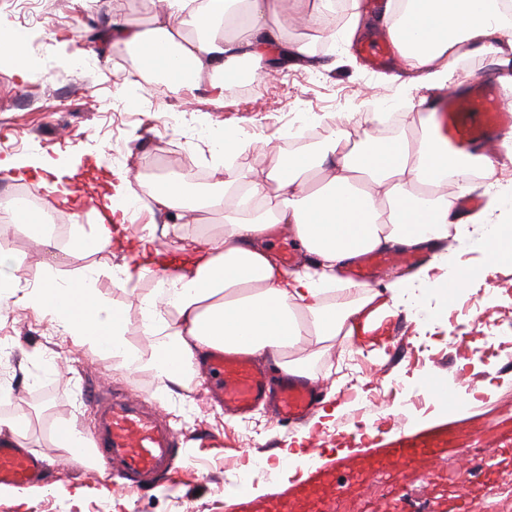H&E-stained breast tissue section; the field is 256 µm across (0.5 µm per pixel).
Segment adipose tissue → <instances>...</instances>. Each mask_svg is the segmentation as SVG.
<instances>
[{"instance_id":"adipose-tissue-1","label":"adipose tissue","mask_w":512,"mask_h":512,"mask_svg":"<svg viewBox=\"0 0 512 512\" xmlns=\"http://www.w3.org/2000/svg\"><path fill=\"white\" fill-rule=\"evenodd\" d=\"M166 8L151 27L136 24L114 6L104 8L106 32L146 73L181 89L208 82L211 101L223 106L224 92L241 67L268 77L272 53L301 59L307 44L292 40L296 23L316 25L333 0H201L191 15L199 28L189 36L179 19L186 0H164ZM399 18L388 32L407 67L418 71L429 90L449 86V61L478 53L496 56L500 83L512 90V15L504 0H403ZM397 135L375 134L351 142L343 129L320 144L282 156L269 171L243 180L214 179L224 191L217 197H192L177 176L155 184L151 199L159 211L184 221L216 203L224 208L222 235L190 239V261L164 259L158 227L145 225L140 237L143 263H122L105 273L114 288L134 292L146 273H156V288L139 295L141 350L129 339L124 309L97 287L100 273L86 269L62 275L45 267L33 286H22L20 265L0 250V301L17 303L50 316L73 343L115 359L118 367L158 369L168 393L185 388L194 366L213 351L245 352L271 358L284 372L309 374L313 356L335 350L338 337L370 331L400 308H419L424 295L452 300L467 288L474 273L440 251L450 231L477 224L474 239L495 264L512 263V182L494 176L512 162V136L501 152L476 154L452 149L433 112H410ZM490 177L491 211L467 214L457 206L474 173ZM253 193L272 187L276 203L252 216L240 213L238 187ZM291 227L316 267L296 271L280 264L265 240L277 226ZM434 249L428 269L387 283L360 297L332 296L337 274L358 257L375 250Z\"/></svg>"}]
</instances>
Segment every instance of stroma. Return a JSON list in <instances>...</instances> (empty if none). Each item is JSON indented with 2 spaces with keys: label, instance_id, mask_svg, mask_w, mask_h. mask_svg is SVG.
Wrapping results in <instances>:
<instances>
[{
  "label": "stroma",
  "instance_id": "stroma-1",
  "mask_svg": "<svg viewBox=\"0 0 512 512\" xmlns=\"http://www.w3.org/2000/svg\"><path fill=\"white\" fill-rule=\"evenodd\" d=\"M75 6L76 0H50L55 31L49 34L39 26L28 30L26 53L33 65L29 78L22 81L12 73L0 82V141L23 139L28 154L61 162L75 170L80 181L94 179L85 167L92 155L100 156L102 173L131 168L153 180L181 173L187 163L207 170L221 162L228 174L269 168L284 153L300 149L294 121L326 136L332 130L331 115L343 113L348 117L345 128L357 141L375 133L382 118L418 111L420 98L427 94L414 86L413 73H373L363 66L358 46L383 33V25L370 26L348 40L337 24L321 32L292 28L291 39L314 46L313 58L289 62L272 79L255 77L250 92L228 91L223 106L213 105L203 90L189 105L175 87L161 99L154 78L144 72L116 82L122 66L115 50L88 39L101 11L79 15ZM80 51L93 56L95 64L75 83L70 62ZM106 97L115 100L109 112L97 107ZM169 112L182 114L179 130L170 132L161 125ZM229 127L240 131L247 147L227 163L218 144ZM147 223L167 226L165 248L175 253L185 237L222 234L224 210L214 207L194 224L171 223L167 214L151 206L141 214L131 212L120 246L80 258L69 255V243L62 239L55 249L46 250L20 225L0 234V246L20 260L24 279L31 281L46 263L65 273L122 264L132 252V239ZM477 234L471 225L444 242L450 255L481 271L449 303L444 318L429 320L403 309L396 315L400 334L394 343L346 337L335 351L313 359L311 377L324 388L320 409L330 415L321 429L327 448L396 424L412 431L442 424L465 430L512 417V357L476 335L477 311L468 307L473 294L486 290L489 297L481 310L500 323H512V267L492 265L474 250L470 239ZM0 342L9 348L5 363H0V417L28 416V446L51 469L38 484L1 493L0 512H222L241 477L267 492L271 471L285 449H295L306 459L317 456L316 449L297 444L300 427L278 422L263 409L244 419L227 415L209 401L206 385L197 382L180 396L167 397L155 373L114 370L112 359L73 344L49 318L10 301L0 303ZM49 359L55 371H45ZM433 382L446 383L463 396V405L449 410L438 406L429 392ZM105 387L143 398L176 432V470L159 485L121 491L102 460L77 465L55 445L51 432L58 422L73 420L91 430L89 402ZM409 389L417 390L422 403L404 413L398 401ZM486 454L488 469L478 479L463 476L453 456L428 464L424 485L411 472L401 473L411 512H428L433 493L446 501L466 497L471 512H512V450L490 448Z\"/></svg>",
  "mask_w": 512,
  "mask_h": 512
}]
</instances>
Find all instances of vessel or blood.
Returning a JSON list of instances; mask_svg holds the SVG:
<instances>
[{
    "instance_id": "1",
    "label": "vessel or blood",
    "mask_w": 512,
    "mask_h": 512,
    "mask_svg": "<svg viewBox=\"0 0 512 512\" xmlns=\"http://www.w3.org/2000/svg\"><path fill=\"white\" fill-rule=\"evenodd\" d=\"M368 69L392 66L394 56L388 40L369 43L361 50ZM499 87L489 81L466 78L463 90L442 100L437 110L443 130L454 147L494 150L500 136L512 130V110L504 107ZM414 255L371 253L352 267L348 278L356 284L370 283L382 265L417 263ZM213 381L212 399L226 411L246 415L262 404H272L278 420L297 423L314 408L320 394L318 382L284 377L271 387L266 373L243 353H212L200 368ZM91 438L120 486L133 489L167 474L174 467L177 437L173 429L143 400L100 391L93 395ZM512 447V424L491 421L459 437L447 427L412 432L399 429L389 440L367 450H356L326 458L292 484L274 486L263 497L239 494L224 512H339V502L348 487L366 484L387 469L408 470L448 452L461 464L471 454L489 445ZM44 471L42 460L14 441H0V484L18 488L38 482Z\"/></svg>"
}]
</instances>
